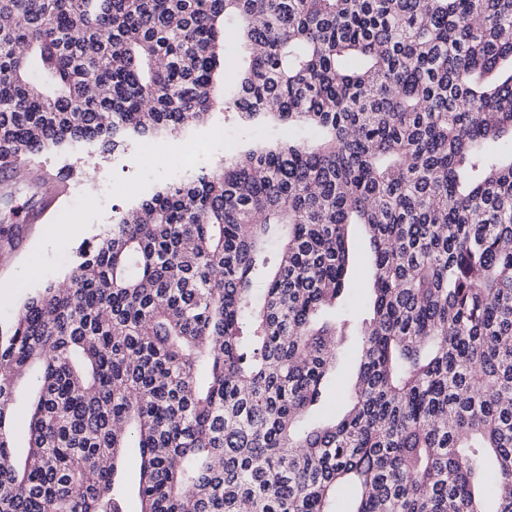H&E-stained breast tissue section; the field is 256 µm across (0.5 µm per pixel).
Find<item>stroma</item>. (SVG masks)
Instances as JSON below:
<instances>
[{
	"label": "stroma",
	"instance_id": "obj_1",
	"mask_svg": "<svg viewBox=\"0 0 512 512\" xmlns=\"http://www.w3.org/2000/svg\"><path fill=\"white\" fill-rule=\"evenodd\" d=\"M260 137V132L229 122L221 127L209 122L175 136L132 143L115 155L90 147L53 153L25 168L17 183L0 180V194L19 188L20 208L43 215L38 224L0 223V323H10L35 289L62 280L75 248L111 223L114 208L136 204L160 187L214 168L224 156ZM189 143L197 151L187 159L183 150ZM145 153L156 157L155 166L138 164V156ZM67 163L93 172L94 194H87L79 181L65 188L55 182L54 172Z\"/></svg>",
	"mask_w": 512,
	"mask_h": 512
}]
</instances>
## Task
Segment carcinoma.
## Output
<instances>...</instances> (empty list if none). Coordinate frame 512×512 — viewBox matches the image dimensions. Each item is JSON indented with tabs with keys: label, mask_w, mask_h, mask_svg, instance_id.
I'll list each match as a JSON object with an SVG mask.
<instances>
[{
	"label": "carcinoma",
	"mask_w": 512,
	"mask_h": 512,
	"mask_svg": "<svg viewBox=\"0 0 512 512\" xmlns=\"http://www.w3.org/2000/svg\"><path fill=\"white\" fill-rule=\"evenodd\" d=\"M214 116L264 138L115 212L0 326V512H127V448L139 512H512V0H0L1 174ZM355 248L353 252L352 273L348 288L351 290V303L359 306L363 303V293L368 287V279L360 276V270L367 264L369 248L364 239V231L361 226L352 227ZM354 372V356L348 354L338 365L336 377L333 381L331 401L329 404V412L333 415L341 413L345 409L346 400L351 391ZM15 404L18 409L17 414L12 420L13 428L16 435V448L14 453L17 457H23L26 451L25 434L27 431L26 411L32 400V384L28 379H21L15 383L14 387ZM139 463L138 449L127 448L118 478L128 494L129 512H138L140 508L135 489L138 481Z\"/></svg>",
	"instance_id": "1"
}]
</instances>
